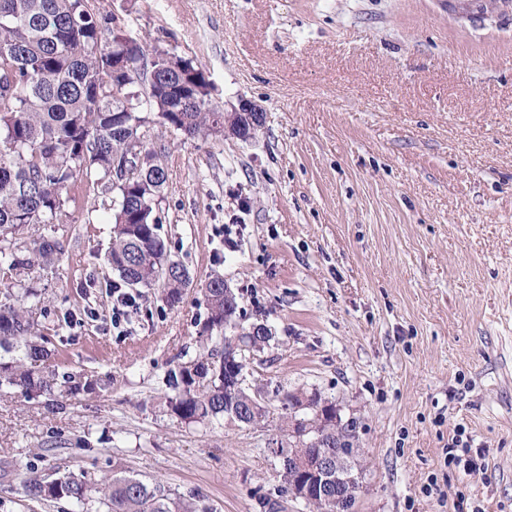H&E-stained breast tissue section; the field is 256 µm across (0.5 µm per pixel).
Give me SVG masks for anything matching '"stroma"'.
<instances>
[{"label": "stroma", "instance_id": "1", "mask_svg": "<svg viewBox=\"0 0 512 512\" xmlns=\"http://www.w3.org/2000/svg\"><path fill=\"white\" fill-rule=\"evenodd\" d=\"M117 26L193 60L210 102L264 110L256 139L164 149L161 233L192 286L140 289L112 329L105 187L20 238L64 246L35 273L52 365L98 394L0 390V512H73L26 480L121 470L262 512L277 492L279 395L318 393L356 426L358 512H512V9L473 0H104ZM228 280L273 338L247 375L269 413L188 423L167 372L200 351L203 289ZM461 435L485 466L445 463Z\"/></svg>", "mask_w": 512, "mask_h": 512}]
</instances>
